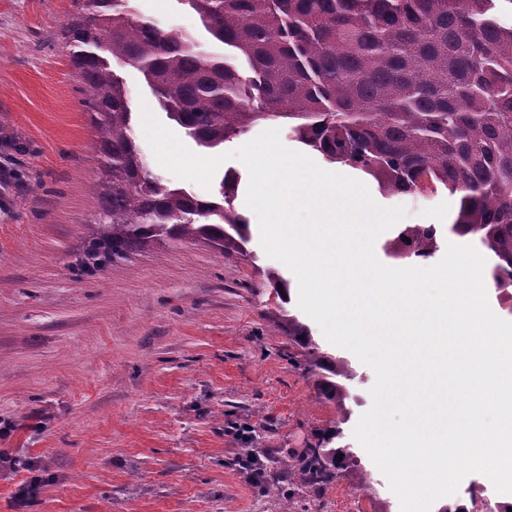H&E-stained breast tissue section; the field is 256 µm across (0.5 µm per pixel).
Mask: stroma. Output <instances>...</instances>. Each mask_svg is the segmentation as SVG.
<instances>
[{
    "label": "stroma",
    "instance_id": "1",
    "mask_svg": "<svg viewBox=\"0 0 512 512\" xmlns=\"http://www.w3.org/2000/svg\"><path fill=\"white\" fill-rule=\"evenodd\" d=\"M136 15L187 34L204 55H220L242 74L244 57L216 42L185 0H132ZM74 0H0V450L35 461L0 476V512H280L267 486L276 470L251 481L243 449L293 455L316 444L338 414L307 369L301 347L279 330L283 302L268 281L278 271L297 293L290 269L270 258L258 217L246 203L249 172L230 158L210 188L182 180L157 161L140 112L174 131L194 154L209 149L168 119L142 72L112 60L134 114L146 168L162 183L201 198L219 193L225 173L240 178L233 206L249 224L247 251L224 255L204 242L168 243L103 268L78 271L97 220L92 188L100 181L98 137L62 35ZM404 206V224H431L441 246L454 199L440 189L421 196L380 195ZM312 335L328 356L350 358L351 415L345 442L371 486L343 473L322 491L296 487L294 512H400L385 475L353 437L372 405L373 370L347 349ZM38 494L19 504L31 479Z\"/></svg>",
    "mask_w": 512,
    "mask_h": 512
}]
</instances>
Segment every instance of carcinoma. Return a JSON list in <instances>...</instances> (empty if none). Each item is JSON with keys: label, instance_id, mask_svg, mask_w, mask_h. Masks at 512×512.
I'll use <instances>...</instances> for the list:
<instances>
[{"label": "carcinoma", "instance_id": "cac0c4a2", "mask_svg": "<svg viewBox=\"0 0 512 512\" xmlns=\"http://www.w3.org/2000/svg\"><path fill=\"white\" fill-rule=\"evenodd\" d=\"M130 0H76L65 27L71 64L99 137V216L86 261L97 267L167 242L204 240L244 254L246 218L232 203L239 176L220 196L171 188L144 166L123 83L103 54L138 67L168 115L214 149L261 120L282 119L295 140L334 164L369 175L387 196L443 187L458 204L449 230L491 251V284L512 302V25L495 0H186L217 42L248 61L245 76L218 55L198 53L180 31L139 19ZM439 249L437 230L407 225L385 243L417 263ZM278 328L306 350L315 385L344 410L353 370L322 354L305 325ZM340 427L291 461L322 489L352 455L333 447Z\"/></svg>", "mask_w": 512, "mask_h": 512}]
</instances>
